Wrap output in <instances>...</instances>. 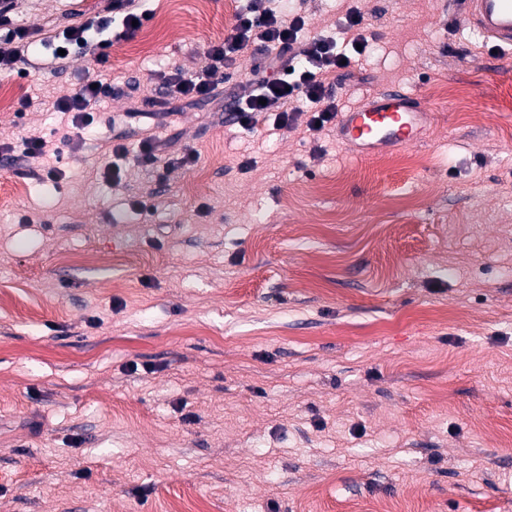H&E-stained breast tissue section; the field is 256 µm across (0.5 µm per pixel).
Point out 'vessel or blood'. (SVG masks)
Listing matches in <instances>:
<instances>
[{
    "label": "vessel or blood",
    "instance_id": "obj_1",
    "mask_svg": "<svg viewBox=\"0 0 512 512\" xmlns=\"http://www.w3.org/2000/svg\"><path fill=\"white\" fill-rule=\"evenodd\" d=\"M473 30L494 47L512 51V0H461ZM430 114L413 94L393 87L368 97L359 106L340 113L338 140L357 155L372 157L420 141Z\"/></svg>",
    "mask_w": 512,
    "mask_h": 512
}]
</instances>
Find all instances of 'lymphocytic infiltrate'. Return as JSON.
Here are the masks:
<instances>
[{
	"instance_id": "f902f5d3",
	"label": "lymphocytic infiltrate",
	"mask_w": 512,
	"mask_h": 512,
	"mask_svg": "<svg viewBox=\"0 0 512 512\" xmlns=\"http://www.w3.org/2000/svg\"><path fill=\"white\" fill-rule=\"evenodd\" d=\"M15 0H0V26H8ZM363 15L360 9H351L346 17V30L352 31V45L340 50L335 37L304 36L305 20L288 13L281 0H251L246 10L237 16L235 32L224 43L209 46L205 63L200 71L187 73L171 65L157 74L166 95L185 99L207 98L216 88L215 78L225 66L253 41H260L265 52L263 68L254 70L250 80L251 93L241 99L236 113L237 123L253 128L258 119L273 121L274 125L288 128L299 118H306L308 130L328 127L336 119L337 105L325 99L328 77L343 63H356L369 39L360 33ZM9 28V26H8ZM89 24L67 28L62 38L47 35L45 43H57L58 53L52 54L50 65L61 68L67 62L66 52L78 49L94 53L97 62H104L107 39L96 40L89 35ZM30 33L23 27L9 28L0 38V71L14 69L24 58L30 46ZM99 74L87 76L85 84L72 96L61 98L52 105L53 110L72 115V129L76 138L94 125V112L100 101Z\"/></svg>"
}]
</instances>
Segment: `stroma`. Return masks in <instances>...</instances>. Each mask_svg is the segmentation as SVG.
Segmentation results:
<instances>
[{
	"mask_svg": "<svg viewBox=\"0 0 512 512\" xmlns=\"http://www.w3.org/2000/svg\"><path fill=\"white\" fill-rule=\"evenodd\" d=\"M244 5L147 0L105 64L0 73V145L48 140L0 174V512H512V53L448 0H297L310 36L363 12L374 52L328 79L339 111L398 86L432 114L370 158L225 123L257 44L214 97L143 103ZM105 6L17 0L14 20ZM97 69L117 82L74 144L47 105ZM150 124L195 166L136 167ZM111 142L118 186L93 175ZM107 150L109 157L113 159L105 164L101 172L102 177L112 181V184H119L128 176L129 170L126 164L118 163L120 160H125L128 153L127 148L124 144L118 143L110 145Z\"/></svg>",
	"mask_w": 512,
	"mask_h": 512,
	"instance_id": "35a3bbf8",
	"label": "stroma"
}]
</instances>
